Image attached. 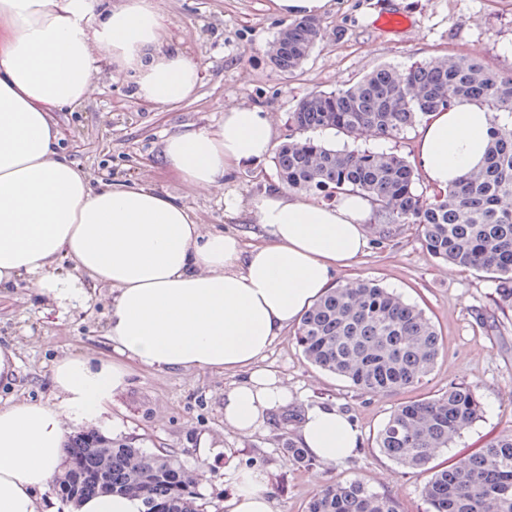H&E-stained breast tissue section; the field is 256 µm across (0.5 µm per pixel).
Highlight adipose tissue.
<instances>
[{
  "label": "adipose tissue",
  "mask_w": 512,
  "mask_h": 512,
  "mask_svg": "<svg viewBox=\"0 0 512 512\" xmlns=\"http://www.w3.org/2000/svg\"><path fill=\"white\" fill-rule=\"evenodd\" d=\"M170 35L157 0H0V288L24 277L60 306L89 283L114 293L112 359L63 358L50 399L0 405V512H42L68 434L99 425L134 365L242 373L224 392V427L261 429L292 394L260 359L369 245L371 204L355 194L325 201L263 190L248 202L261 233L246 246L203 231L183 203L147 182L92 185L61 152L56 113L87 102L103 61L113 75L135 73L145 104L174 109L195 98L202 66ZM493 126L474 102L431 113L415 158L425 183L447 190L479 164ZM275 146L268 114L235 106L217 126L168 132L161 158L184 184L210 193L223 190L227 171ZM63 258L73 265L65 276ZM298 441L329 466L355 453L359 433L346 415L317 408ZM229 477L228 512H275L261 471L239 467Z\"/></svg>",
  "instance_id": "1"
}]
</instances>
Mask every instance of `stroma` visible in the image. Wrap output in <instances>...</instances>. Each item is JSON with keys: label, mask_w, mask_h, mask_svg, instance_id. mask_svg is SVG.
I'll return each instance as SVG.
<instances>
[{"label": "stroma", "mask_w": 512, "mask_h": 512, "mask_svg": "<svg viewBox=\"0 0 512 512\" xmlns=\"http://www.w3.org/2000/svg\"><path fill=\"white\" fill-rule=\"evenodd\" d=\"M172 23L174 35L204 66L202 85L194 100L164 112L135 94L134 76L112 81V67L101 63L94 93L83 108L59 113L67 138L66 154L93 179L131 181L149 176L155 186L177 197L198 216L205 229L238 233L252 243L254 224L246 209L224 211L223 195H202L166 171L161 161L163 134L184 125L219 122L234 105L264 109L276 142L286 140L288 114L306 93L330 92L361 79L381 66L405 70L410 65L469 49L473 58L499 72L512 73V0H334L321 18L323 37L294 72L271 63L267 45L288 26L274 14L269 0H158ZM388 10L402 13L408 26L397 33L376 25ZM416 129L397 140L382 137L352 141L334 130L312 132V139L338 149L359 148L414 154ZM272 159L228 174L226 185L240 201L278 186ZM370 280L421 308L436 326L442 349L431 373L421 384L375 393L361 390L334 374L313 366L286 330L268 350L263 364L277 371L291 388L294 404L304 408L333 407L348 415L361 435L356 455L325 466H291L282 450L279 413L265 427L242 436L224 428V391L234 382L217 371L159 372L138 368L112 399L108 435L127 438L152 453L167 449L188 468L200 462L201 438L212 444V465L200 471L198 502L204 512H225L229 488L226 464L256 466L266 476L276 512H306L323 486L356 479L374 492L396 501L399 512H427L421 496L426 473L400 466L381 454L375 437L391 412L410 400L445 391L451 384L475 389L483 405L481 418L436 457L446 467L512 432V309H500L487 274L447 271L444 262L423 247L415 225L398 226L384 235L373 222L369 249L354 268L338 273L337 283ZM113 293L99 285L85 305L58 318L53 302L33 297L26 280L0 288V342L14 345L19 374L0 385L4 400H37L47 396L55 362L66 355L108 357L106 338Z\"/></svg>", "instance_id": "1"}]
</instances>
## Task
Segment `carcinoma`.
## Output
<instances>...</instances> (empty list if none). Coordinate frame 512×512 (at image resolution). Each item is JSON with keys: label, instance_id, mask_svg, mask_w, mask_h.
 I'll return each mask as SVG.
<instances>
[{"label": "carcinoma", "instance_id": "1", "mask_svg": "<svg viewBox=\"0 0 512 512\" xmlns=\"http://www.w3.org/2000/svg\"><path fill=\"white\" fill-rule=\"evenodd\" d=\"M321 23L304 19L274 38L275 67L290 72L309 56ZM475 102L506 120L494 123L482 166L448 191L417 192L414 164L395 153L334 149L306 133L338 130L357 137L366 128L396 140L429 113ZM288 142L274 154L280 183L301 194L331 200L340 193L366 196L383 224H415L426 251L448 267L490 275L500 308H512V75L480 61L443 57L400 72L381 66L338 91H310L288 113ZM314 365L360 389L397 391L417 385L432 370L440 338L429 318L371 281L329 290L304 314L294 333ZM482 414L473 389L453 384L431 397L406 402L379 430L376 447L401 465L429 473L421 489L428 512H512V433L452 467L434 469L435 457ZM109 459L101 466V448ZM73 480L61 494L73 500L99 494L136 498L142 512H199L195 472L168 450L146 453L125 439L104 442L87 432L70 445ZM288 462L306 467L310 455L286 439ZM307 512H397L393 499L351 480L326 486Z\"/></svg>", "mask_w": 512, "mask_h": 512}]
</instances>
